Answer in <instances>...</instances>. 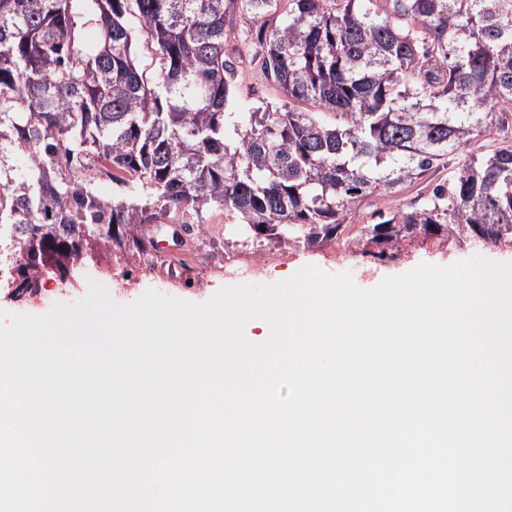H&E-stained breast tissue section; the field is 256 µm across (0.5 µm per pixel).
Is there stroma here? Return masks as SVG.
<instances>
[{
    "label": "stroma",
    "instance_id": "35a3bbf8",
    "mask_svg": "<svg viewBox=\"0 0 512 512\" xmlns=\"http://www.w3.org/2000/svg\"><path fill=\"white\" fill-rule=\"evenodd\" d=\"M236 68V90L231 111L246 115L261 105L278 107L286 96L275 82L268 80L259 63L247 57L230 53ZM232 218L224 212L207 214L204 223L192 225L184 234L180 245L166 243L165 254L157 255L156 272H148L143 266V256L134 245H126L128 280L116 282L102 268L91 267L83 271L76 287L62 285L53 273H45L37 295L12 300L0 295V311L42 315L55 305H72L83 299L90 282L103 285L110 299L118 304H128L138 299L146 290L185 300L195 304L207 302L220 288L243 283L271 284L294 275L306 265H314L329 274L351 273L355 283L362 288L377 286L384 278L406 273L422 263L448 266L476 255L495 261H512V250L498 248H473L467 245L442 247L431 238L418 237L398 259L379 263L367 258L339 259L332 248H288L284 261H268L256 274L226 276L219 267L227 252L225 245L229 233L226 229Z\"/></svg>",
    "mask_w": 512,
    "mask_h": 512
}]
</instances>
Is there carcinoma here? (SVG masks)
Returning a JSON list of instances; mask_svg holds the SVG:
<instances>
[{
	"label": "carcinoma",
	"instance_id": "carcinoma-1",
	"mask_svg": "<svg viewBox=\"0 0 512 512\" xmlns=\"http://www.w3.org/2000/svg\"><path fill=\"white\" fill-rule=\"evenodd\" d=\"M239 15L288 97L241 125L226 59ZM511 118L512 0H0L10 297L98 264L143 224L212 209L270 245L321 248L364 198L441 167L424 200L359 225L360 255L394 259L422 235L512 244ZM100 176L143 193L101 197Z\"/></svg>",
	"mask_w": 512,
	"mask_h": 512
}]
</instances>
